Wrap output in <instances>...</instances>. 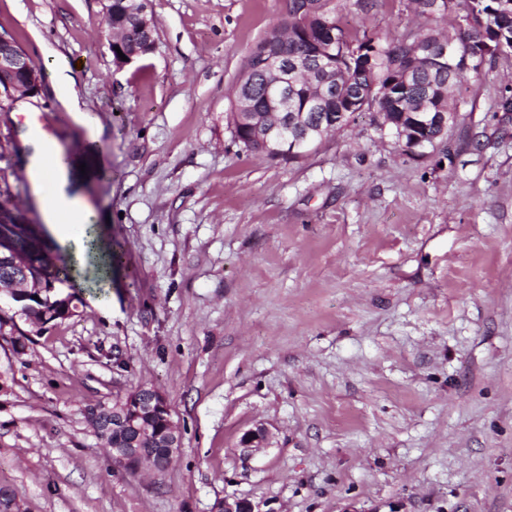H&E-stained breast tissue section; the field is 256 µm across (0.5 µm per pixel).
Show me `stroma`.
Masks as SVG:
<instances>
[{
  "label": "stroma",
  "instance_id": "35a3bbf8",
  "mask_svg": "<svg viewBox=\"0 0 512 512\" xmlns=\"http://www.w3.org/2000/svg\"><path fill=\"white\" fill-rule=\"evenodd\" d=\"M336 0L396 41L410 0ZM105 0H0V35L44 73L0 101L10 202L47 254L28 164L37 118L100 176L69 177L126 256L78 314L0 335V486L25 512H512V53L456 89L449 155L414 159L363 113L308 154L236 144L231 90L288 0H151L155 51L116 67ZM69 64L75 122L47 75ZM145 383L182 446L162 475L116 468L87 405ZM269 432L243 448L245 432Z\"/></svg>",
  "mask_w": 512,
  "mask_h": 512
}]
</instances>
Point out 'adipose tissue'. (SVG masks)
<instances>
[{"instance_id": "ef3b65f1", "label": "adipose tissue", "mask_w": 512, "mask_h": 512, "mask_svg": "<svg viewBox=\"0 0 512 512\" xmlns=\"http://www.w3.org/2000/svg\"><path fill=\"white\" fill-rule=\"evenodd\" d=\"M55 155L58 165L48 179L40 181L38 202L46 223L76 247L75 259L80 262L84 259L87 242L93 237L95 213L82 197L68 194L65 190L69 172L76 166L74 159L68 158L60 149Z\"/></svg>"}]
</instances>
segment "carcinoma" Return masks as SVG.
I'll return each mask as SVG.
<instances>
[{"label":"carcinoma","mask_w":512,"mask_h":512,"mask_svg":"<svg viewBox=\"0 0 512 512\" xmlns=\"http://www.w3.org/2000/svg\"><path fill=\"white\" fill-rule=\"evenodd\" d=\"M140 0H112V28L121 35L122 47L130 49L140 44L143 35L138 29ZM453 13L433 11L431 16L451 21L448 31L426 28L418 36L428 42H446L470 49L476 55L484 40L502 38L512 43V6L504 9L501 0H454ZM472 17L484 22V30L464 27L461 21ZM414 40L383 41L367 31L352 32L336 22L334 0H289L288 13L256 43L242 68L235 97L248 101L253 111L274 124L282 112H302L311 122L322 125L317 140L356 120V117L377 106L387 111L394 130L409 131L406 141L421 138L427 143L441 144L451 136L442 131L427 114L456 112L455 88L459 79L476 69L466 62L465 53L454 60L455 70L422 64L414 71L411 82L403 81L407 57ZM298 64V71L288 76V101L281 103L268 94V59L272 46ZM386 89L384 98L377 99L379 90ZM241 111L233 102L228 124L233 126V140L245 150L278 158L254 138L250 124L237 121ZM26 251L30 268L42 280L56 289L67 284L73 270L70 260L57 264L41 254L34 240L19 237Z\"/></svg>","instance_id":"obj_1"}]
</instances>
